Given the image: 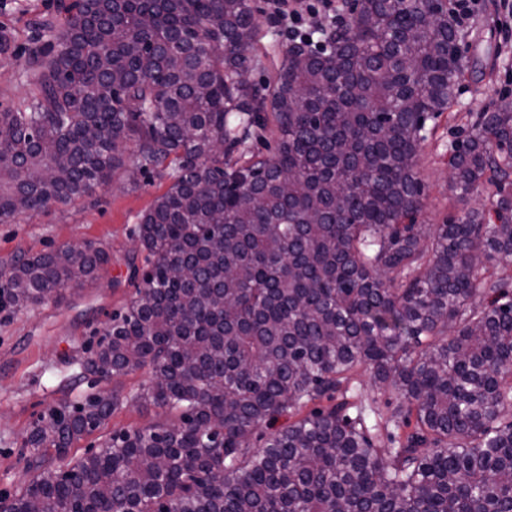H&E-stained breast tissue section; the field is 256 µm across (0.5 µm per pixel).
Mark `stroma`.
<instances>
[{
    "mask_svg": "<svg viewBox=\"0 0 512 512\" xmlns=\"http://www.w3.org/2000/svg\"><path fill=\"white\" fill-rule=\"evenodd\" d=\"M259 21L252 55L251 81L264 87L273 78L288 44L269 19L268 0H252ZM59 0H0V38L8 51L0 55V109L16 108L30 91L28 59L53 43L62 20ZM500 0H478L462 52L464 75L449 112L435 121L422 144L418 164L425 184L423 224H441L477 207L478 197L458 202L448 187V143L460 129V118L512 100V56L502 52L497 22ZM169 185L168 178L116 176L111 186L91 197L0 223V264L20 254H39L85 240L107 244L112 254L108 275L56 299L21 311L0 309V496L34 478L22 442L31 421L49 405L92 393L90 380H78L88 345L97 343L113 311L135 294L134 269L144 255L134 230L140 214Z\"/></svg>",
    "mask_w": 512,
    "mask_h": 512,
    "instance_id": "35a3bbf8",
    "label": "stroma"
}]
</instances>
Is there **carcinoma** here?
Instances as JSON below:
<instances>
[{"label":"carcinoma","instance_id":"1","mask_svg":"<svg viewBox=\"0 0 512 512\" xmlns=\"http://www.w3.org/2000/svg\"><path fill=\"white\" fill-rule=\"evenodd\" d=\"M87 0L0 110V222L167 176L136 227L142 286L23 447L53 472L7 512H512V104L467 116L450 186L484 201L420 224L416 158L462 76L438 0H361L329 54L288 44L266 93L251 0ZM272 125L269 154L244 152ZM102 242L21 255L0 307L93 283ZM366 373L399 404L353 391ZM130 403L158 420L72 448ZM261 444L254 446V441Z\"/></svg>","mask_w":512,"mask_h":512}]
</instances>
